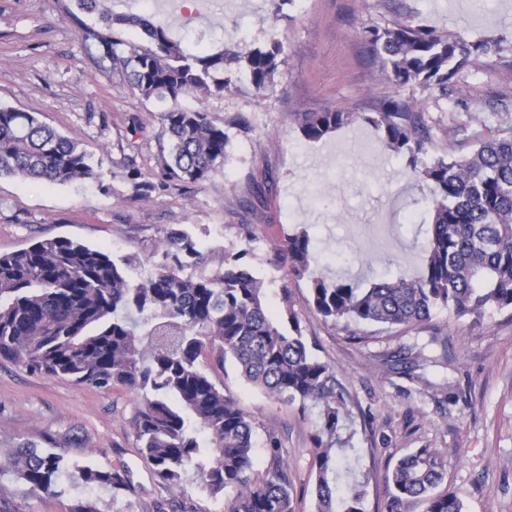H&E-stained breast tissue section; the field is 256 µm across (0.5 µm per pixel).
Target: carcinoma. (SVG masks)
<instances>
[{"label":"carcinoma","mask_w":512,"mask_h":512,"mask_svg":"<svg viewBox=\"0 0 512 512\" xmlns=\"http://www.w3.org/2000/svg\"><path fill=\"white\" fill-rule=\"evenodd\" d=\"M88 55L101 71L121 77L145 101L168 102L161 135L169 143L164 175L201 185L224 160L228 136L201 108L179 99L221 93L230 80L224 52L194 54L167 26L140 15L98 11V0H70ZM99 12L89 25L77 12ZM132 26L130 42L118 27ZM371 54L393 80L448 95V86L481 55L503 48L470 41L411 21L364 33ZM257 90L284 64L283 44L246 47L232 56ZM362 120L383 133L393 153L424 183L430 216L417 276L382 274L363 288L340 274L313 270L314 244L305 231L272 248L269 262L307 280L308 302L324 321L346 327L422 330L437 309L457 319L488 311L512 313V118L505 129L473 142L459 157H428L430 138L421 113L389 101L373 116L360 112H303V137L318 141ZM51 184L99 179L98 167L79 145L43 123L34 112L0 107V176ZM246 252L224 255V271L195 270L205 254L187 233L162 240L161 260L145 277L128 274L132 259L115 260L103 249L66 237L47 238L0 254V360L33 374L92 388L135 394L132 426L140 454L161 483L181 486L194 472L203 489L221 498L224 512H295L288 465L278 452L261 474L253 472L257 422L211 378L232 359L240 375L269 397L319 409L311 435L316 472V512H364V481L354 473L339 431L346 396L332 365L317 357L281 288L288 327L271 316L264 282L242 262ZM27 493L61 497L79 485L136 493L124 465L96 469L72 463L53 438L45 446L21 443L0 452V477ZM446 451L418 448L395 464L392 504L422 501L425 512H466L445 484ZM70 512H101L99 499L78 497Z\"/></svg>","instance_id":"1"}]
</instances>
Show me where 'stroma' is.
<instances>
[{
    "instance_id": "stroma-1",
    "label": "stroma",
    "mask_w": 512,
    "mask_h": 512,
    "mask_svg": "<svg viewBox=\"0 0 512 512\" xmlns=\"http://www.w3.org/2000/svg\"><path fill=\"white\" fill-rule=\"evenodd\" d=\"M68 0H0V105L39 118L99 161L96 182L47 184L0 177V254L31 242L68 237L134 259L136 271L154 269L163 231L182 230L209 257L207 273L224 257L246 261L268 288V306L284 318L281 287L314 353L332 365L346 391V434L357 467L367 477L365 512H389L388 477L417 448L447 452V482L468 512H512V315L490 311L479 324L440 309L423 330L350 331L324 322L307 301L308 285L267 261L273 245L305 231L330 277L336 259L367 279L387 269L420 272L421 240L415 224L425 209L415 174L363 122L321 140H306L300 112L344 110L371 114L400 98L421 112L430 129V152L463 154L468 139L496 126L492 105L512 109V0H307L271 16L268 0H103L115 14L145 11L175 38L191 31L196 51L240 50L279 40L285 65L274 82L256 90L244 71H232L224 93L185 107L204 106L223 126L224 160L209 181L189 185L162 177L168 141L160 105L142 100L89 58L65 12ZM399 20L420 23L469 40L501 43L498 56L464 69L447 97L417 86H398L370 54L363 32ZM154 190L135 192L134 174ZM252 228V238L239 232ZM259 427L253 466L263 472L274 430L292 479L296 512H315L310 435L317 410L298 413L247 383L233 362L214 371ZM133 394L94 389L33 375L0 363V448L42 444L53 435L73 461L106 469L126 465L137 495L100 492L102 512H150L179 496L196 512H221L195 475L178 490L161 484L142 460L131 427Z\"/></svg>"
}]
</instances>
